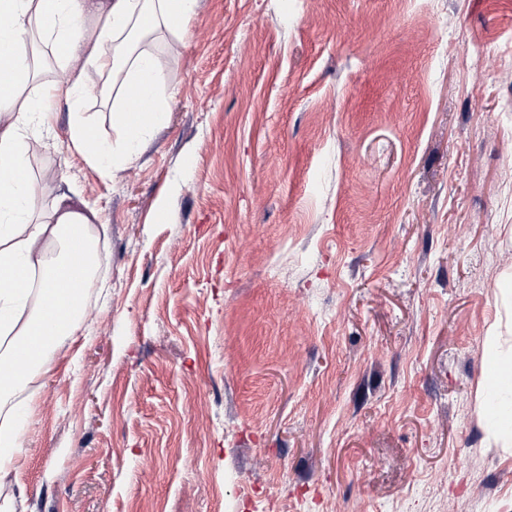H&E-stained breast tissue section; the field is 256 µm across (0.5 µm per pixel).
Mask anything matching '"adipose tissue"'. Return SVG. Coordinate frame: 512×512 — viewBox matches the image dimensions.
Wrapping results in <instances>:
<instances>
[{
	"label": "adipose tissue",
	"mask_w": 512,
	"mask_h": 512,
	"mask_svg": "<svg viewBox=\"0 0 512 512\" xmlns=\"http://www.w3.org/2000/svg\"><path fill=\"white\" fill-rule=\"evenodd\" d=\"M197 0H0V472L16 467L30 416L28 391L44 374L47 356L79 331L84 290L97 275L100 256L91 227L96 214L57 196L32 219L31 140L51 131L49 102L65 100L73 113L69 144L112 176L138 158L143 142L166 125L160 90L164 69L152 52L120 50L118 40L145 38L158 28L181 36ZM98 26L85 35L87 17ZM50 46L68 76L36 83L35 42ZM83 63L122 76L120 96L139 91V110L119 108L112 125L123 138L97 139L81 109L88 95ZM34 95H27L29 84ZM483 404L486 429L496 447H512V347L499 329L486 338Z\"/></svg>",
	"instance_id": "1"
}]
</instances>
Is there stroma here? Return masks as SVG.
Instances as JSON below:
<instances>
[{"instance_id": "obj_1", "label": "stroma", "mask_w": 512, "mask_h": 512, "mask_svg": "<svg viewBox=\"0 0 512 512\" xmlns=\"http://www.w3.org/2000/svg\"><path fill=\"white\" fill-rule=\"evenodd\" d=\"M167 124L104 177L105 288L31 387L14 512H512L485 338L512 319V0H198ZM95 133L111 74L87 68Z\"/></svg>"}]
</instances>
